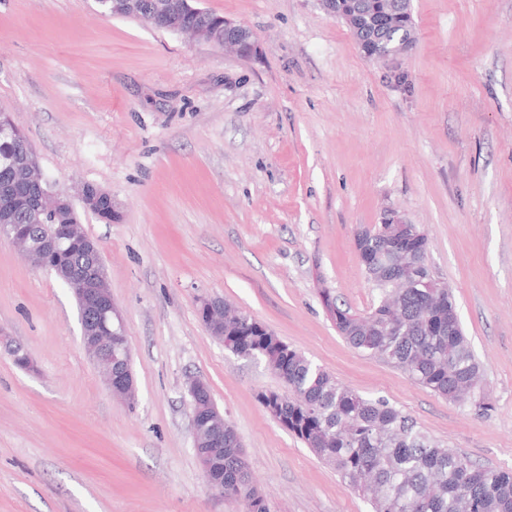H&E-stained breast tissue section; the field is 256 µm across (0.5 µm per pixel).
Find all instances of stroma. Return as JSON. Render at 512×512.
<instances>
[{"mask_svg":"<svg viewBox=\"0 0 512 512\" xmlns=\"http://www.w3.org/2000/svg\"><path fill=\"white\" fill-rule=\"evenodd\" d=\"M250 28L243 58L97 0H0V113L53 190L94 185L137 398H113L55 274L0 239V512H242L205 483L188 378L236 430L271 512H371L265 412L287 393L214 339L219 297L472 461L512 470V0H412L406 53L369 59L318 0H199ZM393 208L423 226L484 372L488 411L352 348L320 296L378 300L353 246ZM34 368H18L6 345ZM79 197L83 205L89 207H92L94 203L100 199H108V201L112 203L111 194L95 186H82L79 190ZM87 210L97 215L101 220L107 223H111L114 217V212L112 213V207L106 202H102L98 206H94Z\"/></svg>","mask_w":512,"mask_h":512,"instance_id":"1","label":"stroma"}]
</instances>
